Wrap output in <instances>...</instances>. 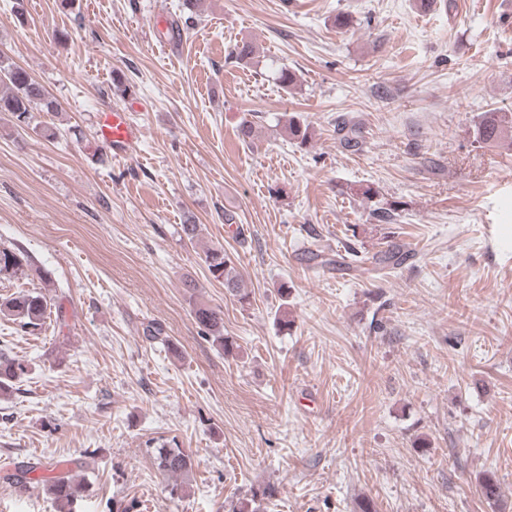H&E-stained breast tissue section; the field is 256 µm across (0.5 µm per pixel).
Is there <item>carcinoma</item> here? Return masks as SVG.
Segmentation results:
<instances>
[{
    "label": "carcinoma",
    "mask_w": 512,
    "mask_h": 512,
    "mask_svg": "<svg viewBox=\"0 0 512 512\" xmlns=\"http://www.w3.org/2000/svg\"><path fill=\"white\" fill-rule=\"evenodd\" d=\"M201 0H183L181 15L169 22L164 37L172 43H180L190 30L197 16ZM0 82L9 86L10 91L0 95V112H6L17 127L29 125L31 112L40 110L53 112L56 101L46 95L44 89L30 74L16 66L0 65ZM288 136L303 146L312 138L309 123L294 117L288 119ZM339 143L350 150H357L361 144V129L356 124L341 123L337 128ZM512 139L511 112H485L474 126V140L479 144L490 145L505 139ZM377 266H398L404 261L401 248L392 245L373 255ZM203 262L209 278L224 285L225 290L239 301L249 298L244 281L235 270L231 256L222 248H212L204 252ZM38 277L44 287H51V281L35 266L23 251L0 244V277L28 279ZM48 309L47 294L42 291H22L0 297V315L21 327H37L46 318ZM193 315L202 336L211 341L220 352L229 355L234 343L224 336V318L221 313L205 303H197ZM27 371L26 365L9 354L0 352V397H7L15 390L17 381ZM156 468L171 480L168 484L170 498H175L186 485L193 471L191 456L175 440L159 438L148 443ZM46 490L53 495L59 512H70V506L78 493V485L66 476L39 478ZM273 495L267 487L257 489L238 502L233 512H261V502Z\"/></svg>",
    "instance_id": "1"
}]
</instances>
